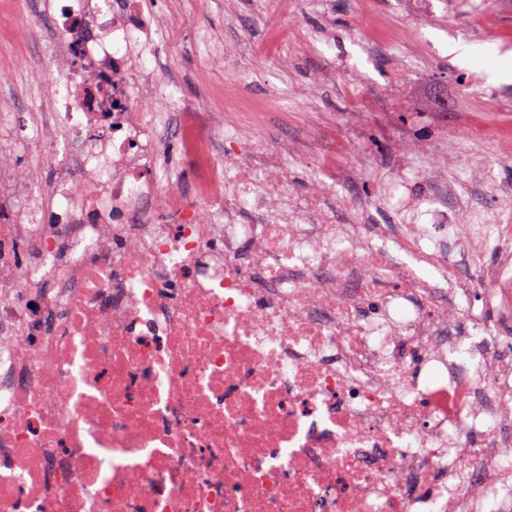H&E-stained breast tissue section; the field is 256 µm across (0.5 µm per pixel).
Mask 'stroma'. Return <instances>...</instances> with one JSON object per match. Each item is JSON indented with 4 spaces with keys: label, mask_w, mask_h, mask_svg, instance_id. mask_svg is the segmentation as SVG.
I'll list each match as a JSON object with an SVG mask.
<instances>
[{
    "label": "stroma",
    "mask_w": 512,
    "mask_h": 512,
    "mask_svg": "<svg viewBox=\"0 0 512 512\" xmlns=\"http://www.w3.org/2000/svg\"><path fill=\"white\" fill-rule=\"evenodd\" d=\"M166 33L147 64L163 73L169 90L223 113L227 124L247 128L256 148L266 142L316 134L334 126L337 133L355 130V154L366 162L357 184L369 195L390 177L393 167L388 138L403 135L404 148L436 145L445 131L480 124L484 133L447 145L453 162L449 178L480 170L481 180L471 194L512 188V164L498 160L490 139L499 126L512 125V79L497 76L501 60L512 62V8L502 0H475L479 11L495 14L509 38L491 40L473 25L467 13L449 21L443 12L409 16L390 13L391 0H378L385 20L404 33L402 40L370 48L364 33L353 25L356 0H297L293 46L287 55L259 57L253 49L266 39L277 18L272 0H144ZM55 28L54 0H0V114H6L18 138L32 142L27 152L1 154L21 180L34 188L53 185L59 165L50 153L38 154L41 143L37 113L47 111L53 88L46 69L64 67L65 57L52 52L47 36ZM251 74L249 97H275L279 109L263 117L245 108L224 107V88L230 68ZM479 75L483 87L460 91L459 70ZM427 88L423 97L401 99L380 128L376 116L354 124L346 91L357 85L373 92L393 76ZM499 91L490 102L484 87Z\"/></svg>",
    "instance_id": "1"
}]
</instances>
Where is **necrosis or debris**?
<instances>
[{
  "instance_id": "4bbe7bcc",
  "label": "necrosis or debris",
  "mask_w": 512,
  "mask_h": 512,
  "mask_svg": "<svg viewBox=\"0 0 512 512\" xmlns=\"http://www.w3.org/2000/svg\"><path fill=\"white\" fill-rule=\"evenodd\" d=\"M156 27L59 0L70 154L46 194L0 168V512H512V196L461 223L423 149L391 230L336 161L296 194L311 143L258 153L165 95ZM323 159L315 156L307 157L302 163H290L288 166V187L305 194L315 187L312 171L322 163Z\"/></svg>"
}]
</instances>
